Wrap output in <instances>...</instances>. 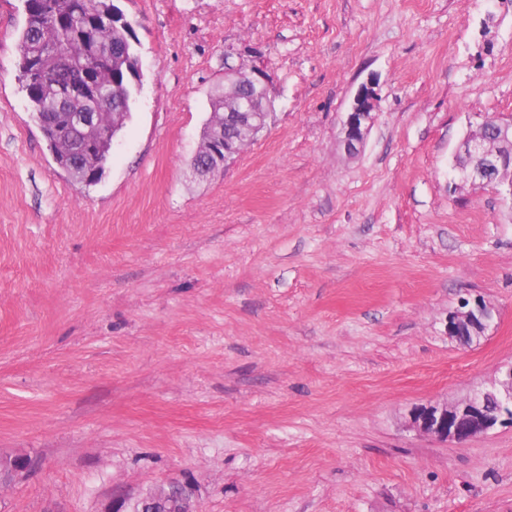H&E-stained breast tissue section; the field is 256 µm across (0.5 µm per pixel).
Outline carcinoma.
<instances>
[{
    "label": "carcinoma",
    "mask_w": 512,
    "mask_h": 512,
    "mask_svg": "<svg viewBox=\"0 0 512 512\" xmlns=\"http://www.w3.org/2000/svg\"><path fill=\"white\" fill-rule=\"evenodd\" d=\"M24 0L25 24L17 36L19 80L34 118L47 140L57 165L82 184L92 185L102 175L111 152L112 133L129 118L139 76V58L132 44L133 31L121 23L123 12L114 0ZM64 70L91 83L79 96L69 97L50 81L31 80V68ZM240 91L227 84L210 94V116L199 151L209 150L211 130L224 125V105ZM89 116L83 126L71 117Z\"/></svg>",
    "instance_id": "obj_1"
}]
</instances>
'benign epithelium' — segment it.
Here are the masks:
<instances>
[{
  "instance_id": "obj_1",
  "label": "benign epithelium",
  "mask_w": 512,
  "mask_h": 512,
  "mask_svg": "<svg viewBox=\"0 0 512 512\" xmlns=\"http://www.w3.org/2000/svg\"><path fill=\"white\" fill-rule=\"evenodd\" d=\"M231 58L232 54H224V75L241 81L246 94L234 109L224 113V127L234 133L257 135L267 128L273 115L268 75L260 66H247L241 61L234 63ZM374 120L375 92L373 87L363 85L342 121V144L348 154L358 153ZM476 131L477 134L463 144V154L457 163L460 175L473 184L501 188L505 191L504 199L512 201V155L502 154L490 146L492 137L503 144L512 143V119L483 115L476 123ZM211 153L227 161L237 154V148L221 135L212 141ZM494 317V309L484 298L462 297L457 308L448 313V336L469 344L488 330ZM411 419L419 432L438 441L460 444L505 421L512 422V365L490 386L476 389L451 404L418 407ZM140 501V512H168L165 498L159 491Z\"/></svg>"
}]
</instances>
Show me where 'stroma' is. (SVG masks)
Listing matches in <instances>:
<instances>
[{
    "label": "stroma",
    "mask_w": 512,
    "mask_h": 512,
    "mask_svg": "<svg viewBox=\"0 0 512 512\" xmlns=\"http://www.w3.org/2000/svg\"><path fill=\"white\" fill-rule=\"evenodd\" d=\"M115 3L142 82L87 186L31 116L24 2L0 0V463H31L0 512L175 479L201 512H512V426L457 444L410 420L512 364V209L453 169L469 115L512 117V0ZM228 47L260 50L275 114L198 179ZM469 294L496 316L463 345ZM375 92L372 86H361L349 112L342 121V144L349 155L358 153L375 120ZM495 311L481 296L461 297L446 323L448 336L463 344L482 336L494 321Z\"/></svg>",
    "instance_id": "obj_1"
}]
</instances>
